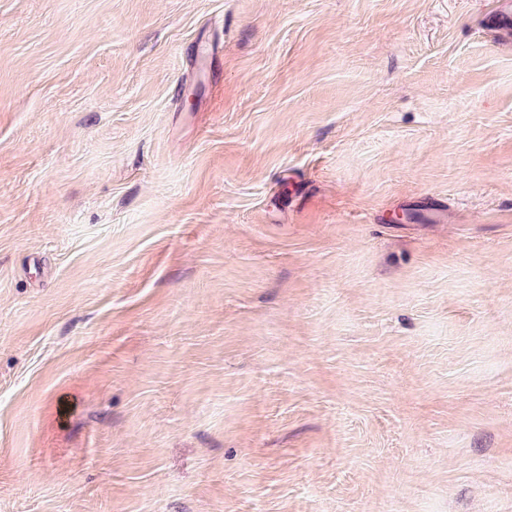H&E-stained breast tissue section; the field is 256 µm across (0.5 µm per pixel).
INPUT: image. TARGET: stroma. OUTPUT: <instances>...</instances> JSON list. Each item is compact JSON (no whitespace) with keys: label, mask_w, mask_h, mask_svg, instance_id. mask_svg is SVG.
<instances>
[{"label":"stroma","mask_w":512,"mask_h":512,"mask_svg":"<svg viewBox=\"0 0 512 512\" xmlns=\"http://www.w3.org/2000/svg\"><path fill=\"white\" fill-rule=\"evenodd\" d=\"M496 0H0V512H512Z\"/></svg>","instance_id":"1"}]
</instances>
